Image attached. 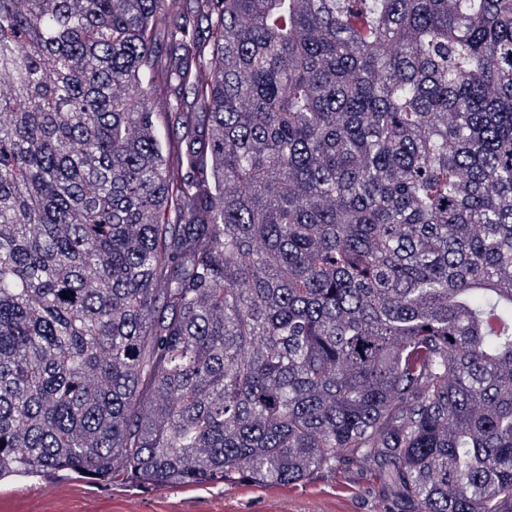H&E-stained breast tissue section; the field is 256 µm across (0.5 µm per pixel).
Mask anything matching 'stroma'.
<instances>
[{
	"label": "stroma",
	"instance_id": "35a3bbf8",
	"mask_svg": "<svg viewBox=\"0 0 512 512\" xmlns=\"http://www.w3.org/2000/svg\"><path fill=\"white\" fill-rule=\"evenodd\" d=\"M384 464L340 460L335 469L290 485L244 481L163 487L59 473L0 482V512H410Z\"/></svg>",
	"mask_w": 512,
	"mask_h": 512
}]
</instances>
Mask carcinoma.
Returning <instances> with one entry per match:
<instances>
[{
  "instance_id": "1",
  "label": "carcinoma",
  "mask_w": 512,
  "mask_h": 512,
  "mask_svg": "<svg viewBox=\"0 0 512 512\" xmlns=\"http://www.w3.org/2000/svg\"><path fill=\"white\" fill-rule=\"evenodd\" d=\"M3 73L0 480L512 512V0H0Z\"/></svg>"
}]
</instances>
